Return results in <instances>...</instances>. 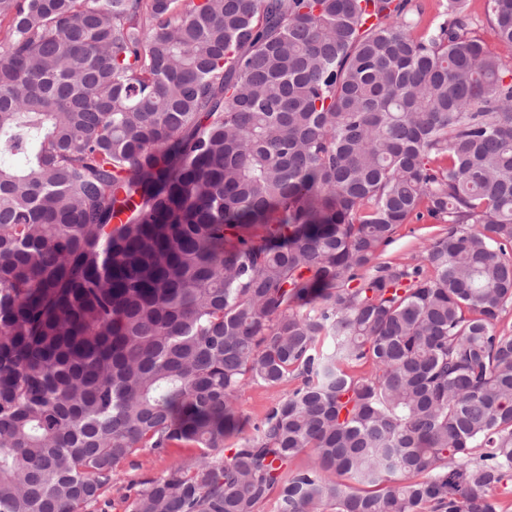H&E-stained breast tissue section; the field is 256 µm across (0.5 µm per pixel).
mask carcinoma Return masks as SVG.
<instances>
[{"instance_id": "1", "label": "carcinoma", "mask_w": 512, "mask_h": 512, "mask_svg": "<svg viewBox=\"0 0 512 512\" xmlns=\"http://www.w3.org/2000/svg\"><path fill=\"white\" fill-rule=\"evenodd\" d=\"M417 9L0 0V512L140 448L198 453L126 512H502L512 69L468 0ZM413 215L444 234L380 260ZM422 5V13L413 16L411 35L415 39L423 37L437 21L438 14L443 10L445 0H418ZM293 388V383L283 384L277 387H266L259 385H250L246 387L236 400V407L239 413L250 420L251 426L246 430V434L253 432V425L259 424L264 418L266 412L277 401L288 395V391Z\"/></svg>"}]
</instances>
